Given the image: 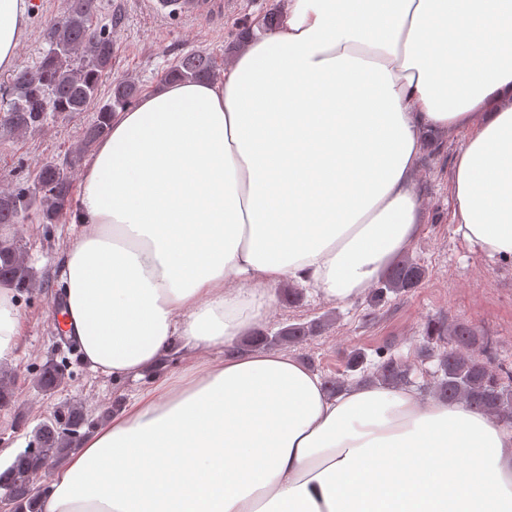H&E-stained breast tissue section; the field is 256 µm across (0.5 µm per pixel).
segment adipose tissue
Instances as JSON below:
<instances>
[{"label":"adipose tissue","instance_id":"1","mask_svg":"<svg viewBox=\"0 0 512 512\" xmlns=\"http://www.w3.org/2000/svg\"><path fill=\"white\" fill-rule=\"evenodd\" d=\"M0 0V73L29 37ZM457 234L512 260V0H287L219 81L113 114L53 273L92 370L194 359L55 478L42 512H512V429L462 403L236 350L284 282L349 301L420 231L424 141L460 130ZM0 287V363L16 353Z\"/></svg>","mask_w":512,"mask_h":512}]
</instances>
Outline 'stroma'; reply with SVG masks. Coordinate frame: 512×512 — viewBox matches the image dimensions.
<instances>
[{"label":"stroma","mask_w":512,"mask_h":512,"mask_svg":"<svg viewBox=\"0 0 512 512\" xmlns=\"http://www.w3.org/2000/svg\"><path fill=\"white\" fill-rule=\"evenodd\" d=\"M67 4L68 0L32 4L30 36L19 51L18 67L37 65L42 33L63 15ZM284 6L285 0H215L212 12L192 18L151 13L142 0H100L98 24H108L114 14L122 18L121 25L111 30L115 53L109 77L131 79L145 92L159 85L165 71L193 51L210 53L217 71H224L240 50L237 36L243 26L258 28L268 13ZM92 119V113L83 112L58 117L39 132L0 134V188L33 182L45 161L61 163L74 155L81 162L69 175L71 184H78L81 163L91 155L82 149L81 139ZM464 139L461 133L450 136L422 154L417 191L423 224L406 250L426 270L421 286L407 295H387L375 307L369 306L364 295L340 304L303 288L299 302H275L261 322V329L272 337L270 349H279L274 336L281 328L324 321V328L306 342L288 347L287 352L325 377L342 371L353 350L370 355L390 343L396 353L414 358L423 322L442 318L477 325L491 339L497 362L512 367V261L488 259L462 240L449 222L452 166ZM76 231L68 217L46 224L36 212L25 223L0 231L17 239L36 279L35 288L17 296L22 336L7 366L12 401L0 406V462L4 464L27 446L31 431L52 418L58 406L82 404L95 426L103 413L120 412L139 393L181 373L191 363L188 354L175 348L163 367L149 369L137 379H118L91 371L80 352L62 340L60 323L51 310L59 294L52 269ZM48 364L65 365L66 377L55 389L43 392L36 388L35 377Z\"/></svg>","instance_id":"1"}]
</instances>
